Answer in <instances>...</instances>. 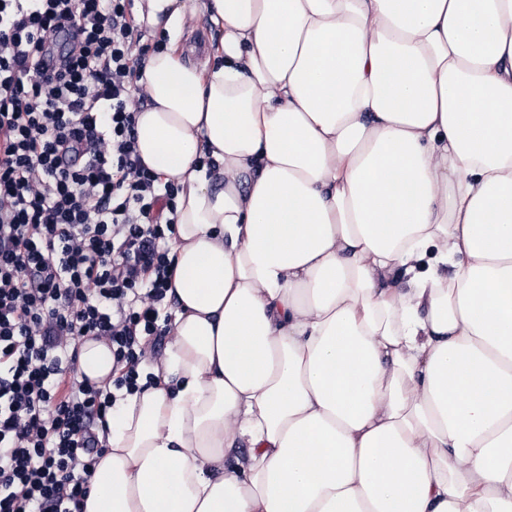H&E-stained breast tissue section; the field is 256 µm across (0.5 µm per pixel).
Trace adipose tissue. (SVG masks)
<instances>
[{
  "mask_svg": "<svg viewBox=\"0 0 512 512\" xmlns=\"http://www.w3.org/2000/svg\"><path fill=\"white\" fill-rule=\"evenodd\" d=\"M204 10L136 118L172 340L81 512H512V0ZM172 37L183 47L190 61L202 64L207 58L205 48L210 44L211 39H216L217 35L212 26L200 13H197L176 25Z\"/></svg>",
  "mask_w": 512,
  "mask_h": 512,
  "instance_id": "1",
  "label": "adipose tissue"
}]
</instances>
